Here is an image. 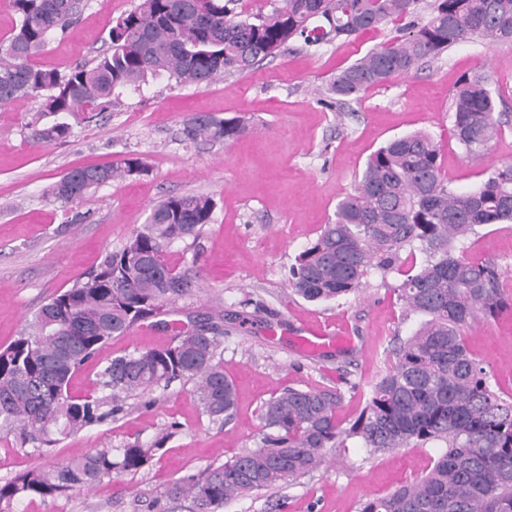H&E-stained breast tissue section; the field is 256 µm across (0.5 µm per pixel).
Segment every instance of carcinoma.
Returning a JSON list of instances; mask_svg holds the SVG:
<instances>
[{"mask_svg": "<svg viewBox=\"0 0 512 512\" xmlns=\"http://www.w3.org/2000/svg\"><path fill=\"white\" fill-rule=\"evenodd\" d=\"M235 0H140L109 30L107 49L66 73L34 57L78 12L72 0H11L18 25L0 42V109L20 97L42 100L32 124L41 142H63L68 119H92L112 106L116 91L137 89L147 77L207 87L226 74L246 73L293 39L314 46L359 38L392 24L397 35L339 70L326 91L338 104L408 76L451 47L479 41L512 45V0H433L426 21L417 0H283L271 13L235 19ZM452 136L465 157L484 162L502 133L501 114L486 82L462 78L452 98ZM247 130L240 117L193 114L183 134L191 142H230ZM136 161L83 167L49 188L68 205L115 179L140 173ZM479 186L448 188L441 149L421 131L389 140L368 159L354 192L335 219L295 257L289 287L306 301H332L359 290L372 273L401 277L397 299L417 329L389 349L388 367L370 386L358 417L343 425L336 389L289 388L261 408L270 432L263 446L210 465L169 486L160 499L188 501L191 512H222L255 492L278 488L318 469L329 449L356 439L369 454L442 444L420 478L360 504L358 512H512V398L500 395L463 331L479 316L508 305L498 282L505 270L456 253L457 244L497 224H512V163L488 167ZM205 195L168 197L147 224L110 251L98 269L54 295L8 346L0 348V422L23 439L50 446L102 421L104 398L73 396L69 382L112 338L160 315L198 287L192 271L171 263L168 249L195 239L212 221ZM219 325L208 317L164 347L113 357L99 373L112 412L122 398L172 381L195 382L202 411L228 417L236 389L218 359ZM159 445L103 448L50 469L26 471L0 484V512L19 497H58L89 488L117 472H135Z\"/></svg>", "mask_w": 512, "mask_h": 512, "instance_id": "carcinoma-1", "label": "carcinoma"}]
</instances>
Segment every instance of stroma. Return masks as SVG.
I'll list each match as a JSON object with an SVG mask.
<instances>
[{
  "instance_id": "obj_1",
  "label": "stroma",
  "mask_w": 512,
  "mask_h": 512,
  "mask_svg": "<svg viewBox=\"0 0 512 512\" xmlns=\"http://www.w3.org/2000/svg\"><path fill=\"white\" fill-rule=\"evenodd\" d=\"M138 2L82 0L78 20L50 37L37 63L65 72L94 59L106 48L113 21ZM394 33L387 25L345 43L310 49L294 43L255 71L205 88L148 79L139 90L124 91L93 122L73 123L61 144L31 137L40 100L18 99L0 112V348L20 335L49 297L119 248L161 200L205 194L215 203L210 224L169 252L171 262L197 273L199 288L112 338L73 375L69 391L93 392L106 359L172 343V322L187 328L219 314L220 359L238 395L231 420L214 421L202 414L193 381L177 380L126 398L121 412L44 452L22 442L18 430L0 429V484L102 448L164 441L138 471L68 496L22 497L12 512H157L153 502L172 482L261 447L260 407L291 386L344 388L341 376L349 374L355 387L344 389L339 416L346 422L357 417L363 392L386 369L390 340L411 335L417 321L404 316L393 273L370 274L358 292L335 301H305L288 286L296 255L333 219L369 157L394 137L431 134L450 188L466 191L486 179L485 167L468 162L450 134L452 94L462 77L485 78L497 92L507 126L488 161L512 163V46L464 42L360 100L329 102L323 92L328 79ZM195 113L241 116L249 130L232 142L192 144L182 130ZM130 159L141 161L145 173L101 186L66 207L47 194L73 168ZM463 253L512 266V226L482 229L465 242ZM500 288L508 308L468 326L464 340L485 361L501 394L512 396V273L502 277ZM317 329L338 336V343L304 351L301 338ZM438 451L430 444L372 456L351 440L337 463L240 499L224 512H358L361 502L422 476Z\"/></svg>"
}]
</instances>
